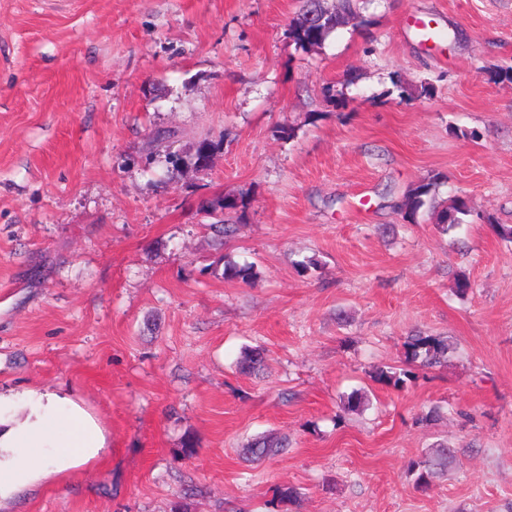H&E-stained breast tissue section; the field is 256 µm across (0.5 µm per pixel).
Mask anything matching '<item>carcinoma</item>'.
<instances>
[{
  "mask_svg": "<svg viewBox=\"0 0 512 512\" xmlns=\"http://www.w3.org/2000/svg\"><path fill=\"white\" fill-rule=\"evenodd\" d=\"M357 0H338L336 12H331L320 0H302V4L291 19L288 27V37L302 48L318 47L336 29L341 27L337 14L344 13L359 18L356 11ZM433 183L423 182L410 189L400 204L404 218L412 222L419 210L425 204V197L430 193ZM470 212L467 197L455 194L448 199V205L439 212L438 225L449 232L461 223V217ZM226 280L249 283L258 277L256 266L252 263L237 264L227 262L221 273ZM405 360L409 365L421 369L435 367L448 360V355L454 352V345L444 336L412 334L404 341ZM375 381L400 388L407 381L415 378V372L410 369L380 366L372 372ZM285 448L279 440L267 437L253 441L246 448L251 461H260L275 455ZM454 459V450L445 444H438L428 449L423 457L411 464V470L416 472V486L425 489L431 479L437 475L448 473Z\"/></svg>",
  "mask_w": 512,
  "mask_h": 512,
  "instance_id": "1",
  "label": "carcinoma"
}]
</instances>
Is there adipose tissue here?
I'll return each instance as SVG.
<instances>
[{
  "mask_svg": "<svg viewBox=\"0 0 512 512\" xmlns=\"http://www.w3.org/2000/svg\"><path fill=\"white\" fill-rule=\"evenodd\" d=\"M10 398L0 396V408ZM105 446L101 426L78 404L31 393L23 414L0 416V499L39 477L94 458Z\"/></svg>",
  "mask_w": 512,
  "mask_h": 512,
  "instance_id": "obj_1",
  "label": "adipose tissue"
}]
</instances>
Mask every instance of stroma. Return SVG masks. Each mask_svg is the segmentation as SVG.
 Masks as SVG:
<instances>
[{
	"mask_svg": "<svg viewBox=\"0 0 512 512\" xmlns=\"http://www.w3.org/2000/svg\"><path fill=\"white\" fill-rule=\"evenodd\" d=\"M299 6L0 0V392L69 397L106 436L0 512H512V0H358L307 49ZM206 138L209 168L167 163ZM429 178L470 200L450 232L399 209ZM415 331L457 350L372 381ZM268 432L289 448L246 465ZM442 440L455 463L418 490ZM256 266L253 263L237 264L232 262L224 263V269L221 273L225 280H235L243 283H249L258 277ZM372 375L375 381L393 386L394 388H400L406 384L407 381L415 378V372L411 369H397L387 366L375 368Z\"/></svg>",
	"mask_w": 512,
	"mask_h": 512,
	"instance_id": "obj_1",
	"label": "stroma"
}]
</instances>
